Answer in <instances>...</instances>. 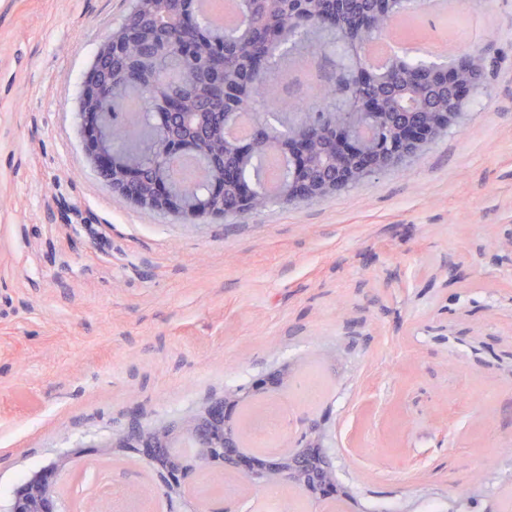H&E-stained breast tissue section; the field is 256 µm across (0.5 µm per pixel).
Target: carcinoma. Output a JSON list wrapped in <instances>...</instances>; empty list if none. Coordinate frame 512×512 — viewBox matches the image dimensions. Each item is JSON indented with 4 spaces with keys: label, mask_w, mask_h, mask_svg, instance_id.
I'll use <instances>...</instances> for the list:
<instances>
[{
    "label": "carcinoma",
    "mask_w": 512,
    "mask_h": 512,
    "mask_svg": "<svg viewBox=\"0 0 512 512\" xmlns=\"http://www.w3.org/2000/svg\"><path fill=\"white\" fill-rule=\"evenodd\" d=\"M199 0H174L173 6L187 12L182 28L165 29L131 3L122 26L139 30L122 53L102 67L112 69L109 96L85 103L103 113L112 128V150L135 162L144 173L143 187L164 180L176 189L182 175L165 163L173 132L184 134V143L196 148L198 160L211 164L212 155L224 151V162L238 169V183L224 187V212L235 213L239 187L260 181L259 168L243 159L237 143L227 140L225 127L238 114L253 116L249 139L261 143V154L278 152L288 143V128L308 116L325 140L347 124L344 104L356 97H374L391 105L394 112L409 105L407 92L421 98L419 112L448 107L446 84L435 81L436 64L424 60L398 59L389 80L356 85L340 78L343 72L362 67L360 56L348 43L362 46L380 39L389 30L395 14L409 10L411 0H392L389 11H379L383 0H240V20L235 34L211 25L198 8ZM302 56L325 70L326 86L288 107L279 100L278 89L288 71V62ZM186 87L176 98V115L166 127L156 130L148 103L170 90Z\"/></svg>",
    "instance_id": "cac0c4a2"
}]
</instances>
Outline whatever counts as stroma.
I'll list each match as a JSON object with an SVG mask.
<instances>
[{
    "mask_svg": "<svg viewBox=\"0 0 512 512\" xmlns=\"http://www.w3.org/2000/svg\"><path fill=\"white\" fill-rule=\"evenodd\" d=\"M474 14L483 77L403 164L310 202L193 220L113 191L78 98L130 0H0V512L52 451L172 420L285 363L328 385L350 498L465 512L512 484V0ZM157 481L139 456L112 493Z\"/></svg>",
    "mask_w": 512,
    "mask_h": 512,
    "instance_id": "obj_1",
    "label": "stroma"
}]
</instances>
